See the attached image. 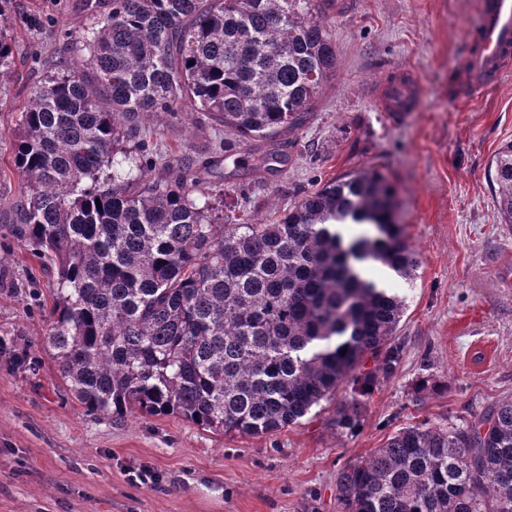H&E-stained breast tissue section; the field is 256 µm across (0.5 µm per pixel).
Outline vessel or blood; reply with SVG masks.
Returning <instances> with one entry per match:
<instances>
[{"instance_id":"vessel-or-blood-1","label":"vessel or blood","mask_w":512,"mask_h":512,"mask_svg":"<svg viewBox=\"0 0 512 512\" xmlns=\"http://www.w3.org/2000/svg\"><path fill=\"white\" fill-rule=\"evenodd\" d=\"M511 72L512 0H480L460 78L461 87L467 92L483 90ZM422 94L423 85L416 72L393 69L376 89L375 101L380 111L402 119L415 111Z\"/></svg>"}]
</instances>
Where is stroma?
<instances>
[{
	"label": "stroma",
	"mask_w": 512,
	"mask_h": 512,
	"mask_svg": "<svg viewBox=\"0 0 512 512\" xmlns=\"http://www.w3.org/2000/svg\"><path fill=\"white\" fill-rule=\"evenodd\" d=\"M50 27H18L19 63L0 85V512H337L336 482L398 429L425 418L460 421L512 398V227L502 224L488 168L512 142V73L478 96L457 78L478 0H344L330 21L337 72L300 129L286 132L277 170L238 176L226 209L274 220L318 182L378 171L394 184L398 220L421 254L413 283L374 268L402 290L403 359L366 401L359 427L338 430L337 391L300 423L269 435L220 434L176 415L122 420L81 407L62 382L36 296L48 278L14 235L17 175L10 153L30 84L54 71L59 36L88 24L79 0H22ZM393 66L417 70L426 92L403 121L378 112L371 90ZM164 160L236 142L231 130L185 116L152 124ZM27 352L35 369L19 366ZM440 383L415 401L423 371ZM156 483H142V469Z\"/></svg>",
	"instance_id": "35a3bbf8"
}]
</instances>
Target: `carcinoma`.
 <instances>
[{"mask_svg": "<svg viewBox=\"0 0 512 512\" xmlns=\"http://www.w3.org/2000/svg\"><path fill=\"white\" fill-rule=\"evenodd\" d=\"M88 72L31 85L17 118L18 239L49 278L47 344L90 412L176 414L223 434L266 435L347 391L336 427L396 375L406 297L358 272L379 263L409 282L420 265L377 171L305 192L272 223H224L223 158L182 159L166 175L141 118L197 112L241 143L271 145L306 122L336 75V0H82ZM41 18L0 0V83L14 29ZM488 175L512 224V142ZM209 185L204 191L201 186ZM431 374L413 387L422 402ZM341 512H512V399L460 422L397 430L339 474Z\"/></svg>", "mask_w": 512, "mask_h": 512, "instance_id": "obj_1", "label": "carcinoma"}]
</instances>
